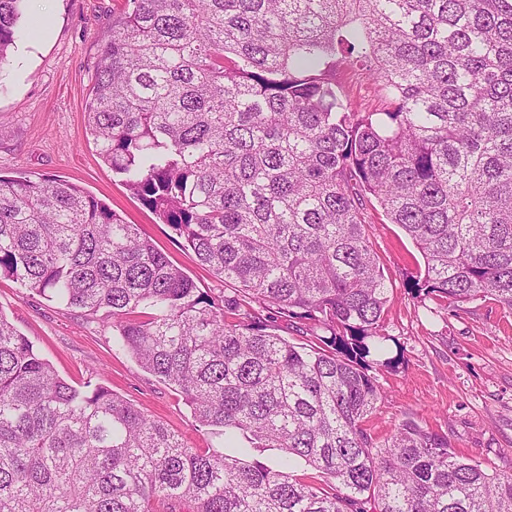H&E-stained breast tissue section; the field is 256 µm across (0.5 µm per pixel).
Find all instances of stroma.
Returning <instances> with one entry per match:
<instances>
[{
    "instance_id": "35a3bbf8",
    "label": "stroma",
    "mask_w": 512,
    "mask_h": 512,
    "mask_svg": "<svg viewBox=\"0 0 512 512\" xmlns=\"http://www.w3.org/2000/svg\"><path fill=\"white\" fill-rule=\"evenodd\" d=\"M45 2L48 35L21 37L0 66V173L76 184L138 225L201 291L223 295V281L113 175L86 133L93 70L126 0ZM364 216L392 288L384 351L400 358L396 371L378 374L382 397L369 422L372 435L385 439L412 419L447 433L455 452L483 469L512 474V312L488 299L447 310L416 297L408 282L424 270L418 250L379 206L367 205ZM0 313L72 385L106 386L188 447L221 448L220 438L195 425L179 392L117 346L110 325L7 278L0 279Z\"/></svg>"
}]
</instances>
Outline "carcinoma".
<instances>
[{
	"mask_svg": "<svg viewBox=\"0 0 512 512\" xmlns=\"http://www.w3.org/2000/svg\"><path fill=\"white\" fill-rule=\"evenodd\" d=\"M23 2L0 0V65ZM346 61L387 108H353ZM84 115L102 161L230 293L44 178L0 176V277L105 311L199 427L286 460L187 447L69 384L0 313V512H512V474L448 435L368 432L375 370L397 359L372 358L390 288L364 220L374 199L412 239L417 294L512 311V0H127Z\"/></svg>",
	"mask_w": 512,
	"mask_h": 512,
	"instance_id": "carcinoma-1",
	"label": "carcinoma"
}]
</instances>
